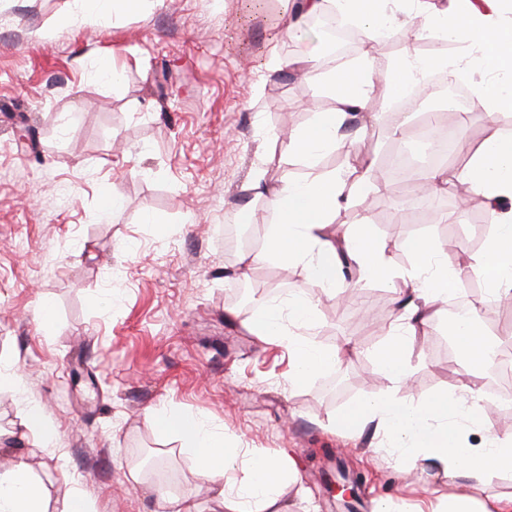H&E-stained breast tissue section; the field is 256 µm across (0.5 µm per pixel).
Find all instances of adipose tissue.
Returning a JSON list of instances; mask_svg holds the SVG:
<instances>
[{"mask_svg":"<svg viewBox=\"0 0 512 512\" xmlns=\"http://www.w3.org/2000/svg\"><path fill=\"white\" fill-rule=\"evenodd\" d=\"M355 20L365 38L392 28L393 16L384 0H299V10L309 15L323 11L329 2ZM416 11L429 17L431 30L451 37L466 48L476 49L486 73L475 93L487 111H512V7L506 0H449L442 10H432L431 0H412ZM338 107L316 113L311 126L295 132L288 148L310 170L303 181H288L270 192L267 203L280 221L269 229L264 257L281 262H306L312 276L328 291L341 290L340 254H347L364 279L392 282L397 274L368 227L335 236L328 235L329 215L341 203L356 200L372 180L370 170L352 178L324 176L316 171L324 150L340 148L339 131L349 112L361 108L372 86L369 61L322 76ZM432 190L449 182L466 184L494 209V233L483 253L460 260L424 238H407L401 248L415 260V273L397 291L401 323L390 330L376 350L377 368L396 383L409 376L408 338L447 300L462 269H470L482 282L486 298L497 301L512 296V138L490 130L483 145L471 156L468 167L449 173L439 169L424 175ZM313 298L294 294L287 304L258 299L245 328L257 336L276 339L286 325L309 327L314 319ZM454 339L468 356L471 372L488 368V343L480 321L455 323ZM163 432L180 435L198 453V473L218 489L216 498L225 512H284L282 488L297 475L273 460L224 446L223 434L207 430L198 417L177 410L154 414ZM379 420L398 461L415 464L434 461L448 478L478 480L491 473L512 474V439L488 437L479 448L463 441L467 429L481 425L475 405L456 395L442 394L420 404L396 398L364 402L337 421L346 431L360 430L368 421ZM0 512H46L41 483L25 460L18 459L0 470Z\"/></svg>","mask_w":512,"mask_h":512,"instance_id":"1","label":"adipose tissue"}]
</instances>
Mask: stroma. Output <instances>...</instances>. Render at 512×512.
I'll use <instances>...</instances> for the list:
<instances>
[{"instance_id": "stroma-1", "label": "stroma", "mask_w": 512, "mask_h": 512, "mask_svg": "<svg viewBox=\"0 0 512 512\" xmlns=\"http://www.w3.org/2000/svg\"><path fill=\"white\" fill-rule=\"evenodd\" d=\"M295 3L146 0L128 14L97 0H0V366L22 377L0 388V429L16 436L0 459L26 456L49 512H62L76 490L97 512H163L157 486L197 512H218L193 451L156 430L151 414L161 409L200 415L227 447L297 465L282 490L286 512H324L318 476L332 458L363 475L359 512L385 501L396 512H444L463 492L481 502L512 493V475L464 485L433 463L397 462L378 421L353 434L335 424L363 401L455 391L466 362L437 347L447 324L416 337L410 382L396 385L374 361L385 340L378 325L396 313L393 285L357 281L358 299L382 317L362 322L348 294H326L304 265L268 260L243 275L244 248H224L225 226L239 222L262 250L278 220L265 190L309 175L289 153V135L336 109L289 66L315 53L322 69L337 67L315 32L286 31ZM352 56L368 57L379 77L407 57L439 54L407 40L359 45ZM390 109L378 81L343 130L346 146L321 155L320 172L379 157ZM25 127L32 136L21 146ZM403 194L371 185L329 220L369 225L403 276L414 260L397 239L425 237L451 255L490 235V225L458 219L447 191L429 196L422 225L385 224L383 209ZM238 286L273 300L312 296L318 311L303 338L324 349L347 338L352 350L294 384L288 338L244 328L251 306L235 299ZM332 376L341 393L327 389ZM31 403L55 428L43 447L24 436ZM476 403L483 424L467 432L470 446L488 433L512 437L503 396L483 391ZM146 450L160 462L156 473L141 469Z\"/></svg>"}]
</instances>
